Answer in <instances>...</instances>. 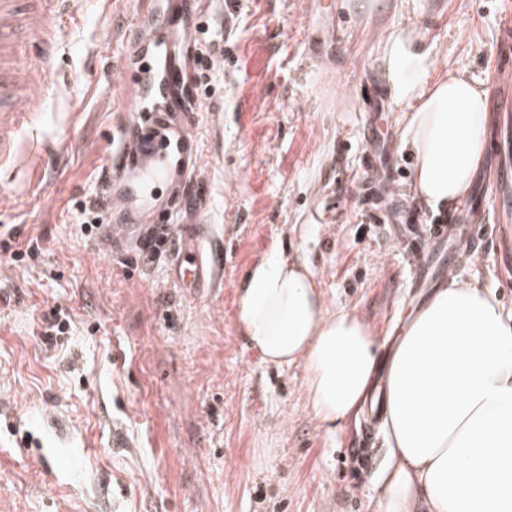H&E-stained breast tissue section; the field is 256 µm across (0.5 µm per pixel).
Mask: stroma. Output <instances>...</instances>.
I'll use <instances>...</instances> for the list:
<instances>
[{"label":"stroma","mask_w":512,"mask_h":512,"mask_svg":"<svg viewBox=\"0 0 512 512\" xmlns=\"http://www.w3.org/2000/svg\"><path fill=\"white\" fill-rule=\"evenodd\" d=\"M182 0L166 14L230 51L194 113L199 192L173 225L203 221L224 252L214 288L193 299L171 259L145 269L136 247L100 250L76 204L97 188L119 117L111 90L144 63L151 36L137 0H89L58 43L42 146L20 140L0 168V230L40 237L21 266L0 256V512H378L386 440L376 425L367 467L349 450L364 417L324 430L298 364L263 362L236 325L238 290L271 249L308 263L329 310H351L381 352L425 303L388 235L399 211L435 220L409 191L414 160L398 149L402 105L388 95L380 50L416 28L436 60L492 86L512 0ZM386 185L372 199L367 185ZM497 296L512 319V224L486 226L483 253L454 274ZM64 335L41 336L50 309ZM36 457L48 480L28 464Z\"/></svg>","instance_id":"stroma-1"}]
</instances>
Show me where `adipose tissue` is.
<instances>
[{
  "instance_id": "obj_1",
  "label": "adipose tissue",
  "mask_w": 512,
  "mask_h": 512,
  "mask_svg": "<svg viewBox=\"0 0 512 512\" xmlns=\"http://www.w3.org/2000/svg\"><path fill=\"white\" fill-rule=\"evenodd\" d=\"M380 61L391 99L407 107L410 191L431 210L452 208L484 157L488 94L459 75L435 78L430 49L409 27L389 34ZM237 303L238 328L265 363L304 367L328 432L381 386L379 512H512V320L490 289L436 288L386 361L364 321L329 312L309 267L278 251L249 269Z\"/></svg>"
}]
</instances>
